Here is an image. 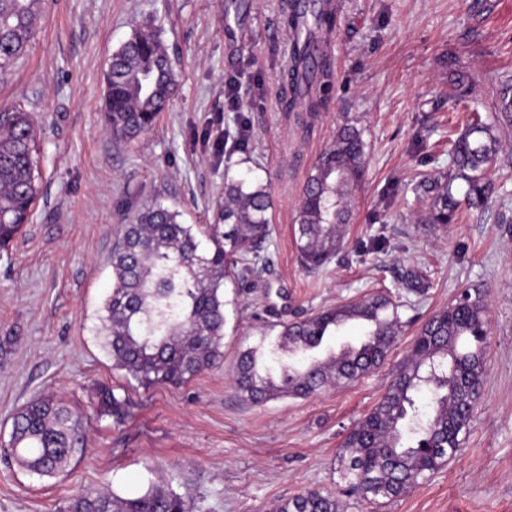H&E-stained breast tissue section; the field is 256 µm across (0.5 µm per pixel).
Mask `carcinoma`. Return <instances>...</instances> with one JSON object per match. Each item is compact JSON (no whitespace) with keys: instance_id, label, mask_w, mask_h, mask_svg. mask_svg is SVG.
<instances>
[{"instance_id":"carcinoma-1","label":"carcinoma","mask_w":512,"mask_h":512,"mask_svg":"<svg viewBox=\"0 0 512 512\" xmlns=\"http://www.w3.org/2000/svg\"><path fill=\"white\" fill-rule=\"evenodd\" d=\"M40 18V0H0V74L25 52ZM335 12L317 0H290L293 31L282 100L285 110L317 112L330 73L322 34ZM178 81L160 31L133 29L113 53L106 76L105 123L115 142L149 132L176 95ZM495 116L477 109L451 144L456 177L425 178L417 188L432 195L431 222L447 224L464 205L484 207L495 186L484 167L498 152L500 129L512 124V79L499 83ZM366 144L355 123H345L309 173L299 205L296 243L303 263L319 268L343 245L342 228L353 216V193L366 165ZM37 128L21 108L0 111V248L29 223L39 194ZM270 183L249 170L224 171V203L215 212L208 240L200 248L193 226L180 213L146 203L126 216L112 247V291L105 299L97 335L112 367L142 386L183 384L220 360L224 337L226 280L243 282L268 264L261 244L272 233ZM399 305L383 295L328 308L302 321L281 324L278 340L264 351L240 354L235 386L246 401L308 398L346 384L379 367L399 322ZM350 328L358 340L340 346L333 338ZM489 336L487 303L464 290L419 330L410 358L387 390L345 437L337 457L346 492L369 502L400 497L428 479L462 444L480 390ZM97 410L117 420L125 401L109 388L97 393ZM80 414L62 400L41 396L12 417L7 448L14 462L40 479L64 474L84 452ZM60 512H187L172 480L141 495L77 491ZM275 512H339L330 495L308 489L275 506Z\"/></svg>"}]
</instances>
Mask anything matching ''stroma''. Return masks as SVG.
I'll return each instance as SVG.
<instances>
[{"label": "stroma", "mask_w": 512, "mask_h": 512, "mask_svg": "<svg viewBox=\"0 0 512 512\" xmlns=\"http://www.w3.org/2000/svg\"><path fill=\"white\" fill-rule=\"evenodd\" d=\"M287 0H42L28 51L0 76V106L37 120L41 195L31 224L0 250V431L53 395L87 418L82 457L54 479L0 451V512H58L79 490L125 497L175 475L189 512H269L316 488L341 512H512V126L486 177L488 204L430 221L422 177L453 176L448 141L512 78V0H337L325 49L332 90L308 128L284 112ZM161 26L179 82L155 127L129 144L104 121L106 74L134 25ZM364 130L367 164L338 256L312 270L293 227L299 195L339 125ZM271 184L270 263L227 283L223 359L185 384L144 387L113 369L96 328L112 289L110 256L127 212L156 201L203 233L224 200L225 169ZM465 289L487 292L490 335L480 396L456 456L398 498L346 495L336 450L410 356L423 323ZM383 294L401 327L385 362L309 399L254 405L232 382L265 327ZM127 403L94 412L99 387Z\"/></svg>", "instance_id": "stroma-1"}]
</instances>
